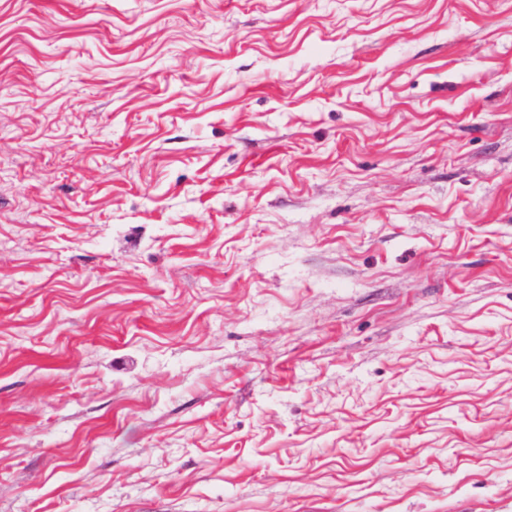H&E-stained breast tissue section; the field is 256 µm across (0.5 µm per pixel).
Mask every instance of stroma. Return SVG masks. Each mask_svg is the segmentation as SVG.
Listing matches in <instances>:
<instances>
[{
  "label": "stroma",
  "mask_w": 512,
  "mask_h": 512,
  "mask_svg": "<svg viewBox=\"0 0 512 512\" xmlns=\"http://www.w3.org/2000/svg\"><path fill=\"white\" fill-rule=\"evenodd\" d=\"M0 512H512V0H0Z\"/></svg>",
  "instance_id": "obj_1"
}]
</instances>
